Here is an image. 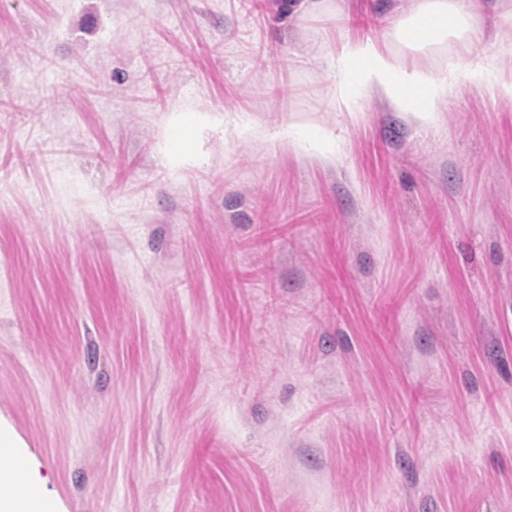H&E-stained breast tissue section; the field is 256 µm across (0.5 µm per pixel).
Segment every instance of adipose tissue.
<instances>
[{"instance_id": "1", "label": "adipose tissue", "mask_w": 512, "mask_h": 512, "mask_svg": "<svg viewBox=\"0 0 512 512\" xmlns=\"http://www.w3.org/2000/svg\"><path fill=\"white\" fill-rule=\"evenodd\" d=\"M482 12L483 0H416L412 7L392 17L389 35L414 49L449 42L467 46L468 56L449 59V71L469 85L491 84L499 94L512 97V79L497 75L496 56L486 48ZM336 64L348 75L341 89L346 99L353 101L377 91L398 110L415 113L427 123L434 122L438 105L450 92L447 82L399 65L392 55L368 42L343 43L336 52ZM19 484L27 486L28 495L14 494ZM46 507L36 474L5 466L0 469V512H45Z\"/></svg>"}]
</instances>
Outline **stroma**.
I'll list each match as a JSON object with an SVG mask.
<instances>
[{
    "mask_svg": "<svg viewBox=\"0 0 512 512\" xmlns=\"http://www.w3.org/2000/svg\"><path fill=\"white\" fill-rule=\"evenodd\" d=\"M411 0H0V420L54 512H512V99L330 54ZM336 66L345 70L347 82L342 95L351 101L366 92L382 93L398 110L414 112L426 123H434L438 105L451 87L428 74L408 69L371 43L348 40L336 49Z\"/></svg>",
    "mask_w": 512,
    "mask_h": 512,
    "instance_id": "obj_1",
    "label": "stroma"
}]
</instances>
